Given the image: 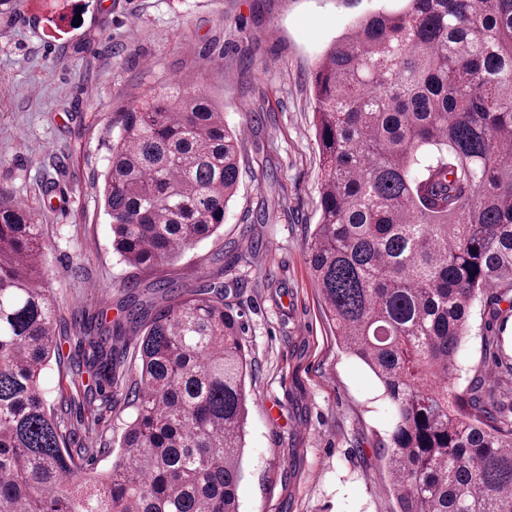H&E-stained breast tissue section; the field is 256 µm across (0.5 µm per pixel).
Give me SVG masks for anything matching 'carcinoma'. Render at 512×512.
Listing matches in <instances>:
<instances>
[{
	"mask_svg": "<svg viewBox=\"0 0 512 512\" xmlns=\"http://www.w3.org/2000/svg\"><path fill=\"white\" fill-rule=\"evenodd\" d=\"M322 179L310 266L336 337L394 422L399 512H512V420L476 370L452 382L471 309L512 313V0H403L357 21L312 73ZM103 191L112 250L133 270L219 232L244 129L171 81L119 114ZM47 244L0 192V512H239L249 362L224 296L158 277L128 297V385L112 331L84 329L71 383L134 410L110 469L84 468L42 372L59 352ZM506 304L501 308L500 304Z\"/></svg>",
	"mask_w": 512,
	"mask_h": 512,
	"instance_id": "1",
	"label": "carcinoma"
}]
</instances>
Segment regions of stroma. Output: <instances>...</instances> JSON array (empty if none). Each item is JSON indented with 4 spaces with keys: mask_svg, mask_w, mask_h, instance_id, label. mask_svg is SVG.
Instances as JSON below:
<instances>
[{
    "mask_svg": "<svg viewBox=\"0 0 512 512\" xmlns=\"http://www.w3.org/2000/svg\"><path fill=\"white\" fill-rule=\"evenodd\" d=\"M398 0H8L0 5V190L29 206L47 243L60 362L42 383L66 396L72 445L110 469L132 409L71 392L81 355L73 311L116 321L121 285L148 288L112 251L102 206L110 125L152 88L180 79L244 126L237 194L218 236L165 274L224 288L252 361L239 512H395L380 447L392 415L377 379L336 339L311 276L320 161L311 74L355 21ZM473 306L457 386L484 363V342L512 339V316Z\"/></svg>",
    "mask_w": 512,
    "mask_h": 512,
    "instance_id": "35a3bbf8",
    "label": "stroma"
}]
</instances>
